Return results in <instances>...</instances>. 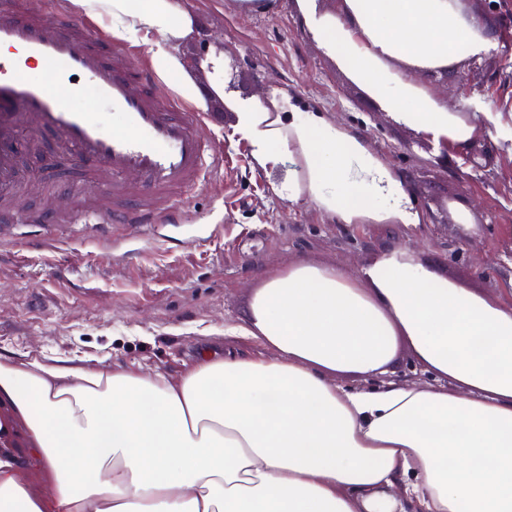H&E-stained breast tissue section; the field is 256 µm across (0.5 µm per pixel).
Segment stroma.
<instances>
[{
	"instance_id": "35a3bbf8",
	"label": "stroma",
	"mask_w": 512,
	"mask_h": 512,
	"mask_svg": "<svg viewBox=\"0 0 512 512\" xmlns=\"http://www.w3.org/2000/svg\"><path fill=\"white\" fill-rule=\"evenodd\" d=\"M197 33L181 52L208 102L205 136L223 152V167L190 188L178 224H6L0 226V361L23 355L102 358L178 376L200 347L251 350L228 336L240 326L262 277L297 263H342L359 272L376 257L408 251L463 287L497 297L512 284V28L489 5L478 13L492 49L469 65L459 53L447 77L426 80L395 60L384 70L461 113L473 140L440 149L386 111L376 91L328 56L309 32L298 0H185ZM216 54L235 75L219 94L199 60ZM276 97L282 120L323 113L364 145L408 188L396 217L353 224L332 220L307 200L275 194L287 169L264 170L249 143L234 135L229 96ZM500 115L489 131L480 113ZM44 148L32 136L20 156V203L37 214L62 211L66 199L38 170ZM476 224L468 234L465 223Z\"/></svg>"
}]
</instances>
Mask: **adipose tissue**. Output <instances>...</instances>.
I'll return each mask as SVG.
<instances>
[{"label": "adipose tissue", "instance_id": "adipose-tissue-1", "mask_svg": "<svg viewBox=\"0 0 512 512\" xmlns=\"http://www.w3.org/2000/svg\"><path fill=\"white\" fill-rule=\"evenodd\" d=\"M350 23L316 19L328 55L425 134L468 143L472 126L419 103L378 69L484 49L481 18L448 0H347ZM108 40L147 48L157 77L207 108L180 52L184 0H68ZM275 100L239 99L235 132L256 162L298 151L307 197L345 224L398 214L397 180L326 117L282 123ZM238 336L251 355L207 351L179 377L91 358L0 361V406L25 458L0 449V512H512V301L464 288L401 250L360 272L298 263L262 279ZM408 346L435 381L388 379ZM365 387L344 384L347 376ZM37 468L42 490L24 482Z\"/></svg>", "mask_w": 512, "mask_h": 512}]
</instances>
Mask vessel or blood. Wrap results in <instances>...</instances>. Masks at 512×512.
Instances as JSON below:
<instances>
[{
	"label": "vessel or blood",
	"instance_id": "obj_1",
	"mask_svg": "<svg viewBox=\"0 0 512 512\" xmlns=\"http://www.w3.org/2000/svg\"><path fill=\"white\" fill-rule=\"evenodd\" d=\"M0 46L21 48L29 60L61 68L66 83L28 75L0 56V205L12 224L41 216L16 207L20 152L30 134L54 146L41 160L54 175L69 155L77 175L61 224H163L175 217L182 194L206 175L210 148L202 115L171 103L153 75L118 47L102 46L67 8L49 15L0 0ZM95 102L81 103L83 86ZM108 104L111 115L98 112ZM137 173L139 182L127 181Z\"/></svg>",
	"mask_w": 512,
	"mask_h": 512
}]
</instances>
